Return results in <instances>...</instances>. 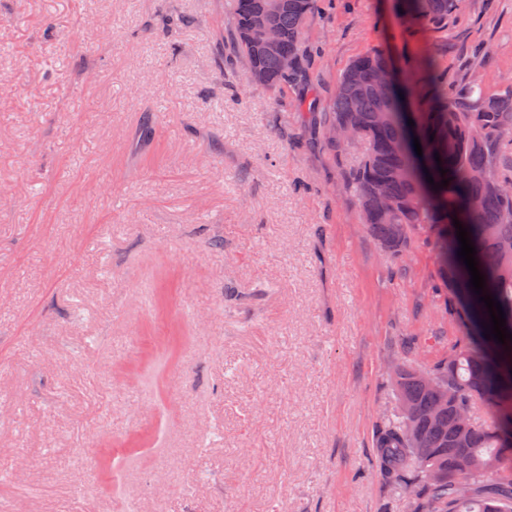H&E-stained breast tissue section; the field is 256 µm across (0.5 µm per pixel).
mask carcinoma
<instances>
[{"instance_id": "1", "label": "carcinoma", "mask_w": 512, "mask_h": 512, "mask_svg": "<svg viewBox=\"0 0 512 512\" xmlns=\"http://www.w3.org/2000/svg\"><path fill=\"white\" fill-rule=\"evenodd\" d=\"M315 2L225 0L224 23L249 81L275 91L300 80ZM397 3L408 23L439 33L464 10V0ZM263 16L279 31L275 52L264 48L257 26ZM285 58L292 61L287 70ZM382 73L380 93L375 80ZM323 116L322 131L347 128L364 144L348 188L367 233L395 260L425 238L448 292L444 313L466 330L429 366L400 359L391 367L396 412L377 428L376 468L408 498L411 512H512V341L485 338L490 316L470 286L453 225L457 219L467 229L483 294L500 303L512 332V83L494 91L470 78L456 84L436 54L399 72L373 47L342 72ZM445 178L447 186L433 189ZM477 402L487 411L483 421L472 413Z\"/></svg>"}]
</instances>
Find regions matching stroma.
I'll return each instance as SVG.
<instances>
[{
  "label": "stroma",
  "instance_id": "obj_1",
  "mask_svg": "<svg viewBox=\"0 0 512 512\" xmlns=\"http://www.w3.org/2000/svg\"><path fill=\"white\" fill-rule=\"evenodd\" d=\"M448 27L317 0V89L278 92L224 0H0V512H409L372 466L387 368L464 330L430 244L397 264L366 233L362 148L302 101L374 46L462 79L484 43L483 83L512 77V0Z\"/></svg>",
  "mask_w": 512,
  "mask_h": 512
}]
</instances>
